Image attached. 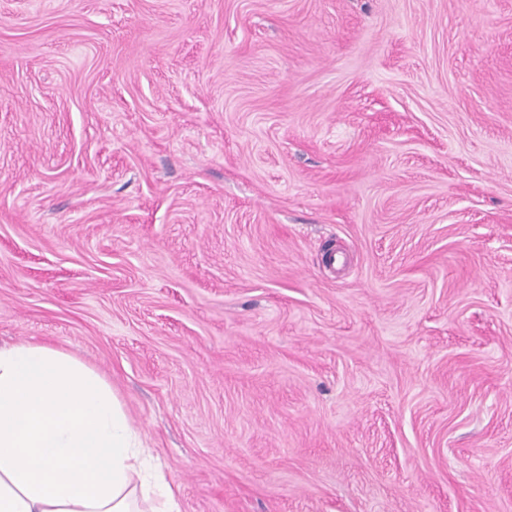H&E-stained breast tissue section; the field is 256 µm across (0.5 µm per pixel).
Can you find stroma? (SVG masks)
<instances>
[{"label": "stroma", "instance_id": "1", "mask_svg": "<svg viewBox=\"0 0 512 512\" xmlns=\"http://www.w3.org/2000/svg\"><path fill=\"white\" fill-rule=\"evenodd\" d=\"M15 341L179 512H512V0H0Z\"/></svg>", "mask_w": 512, "mask_h": 512}]
</instances>
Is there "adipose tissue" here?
Wrapping results in <instances>:
<instances>
[{
	"label": "adipose tissue",
	"instance_id": "obj_1",
	"mask_svg": "<svg viewBox=\"0 0 512 512\" xmlns=\"http://www.w3.org/2000/svg\"><path fill=\"white\" fill-rule=\"evenodd\" d=\"M0 512H176L111 385L44 344L0 346Z\"/></svg>",
	"mask_w": 512,
	"mask_h": 512
}]
</instances>
